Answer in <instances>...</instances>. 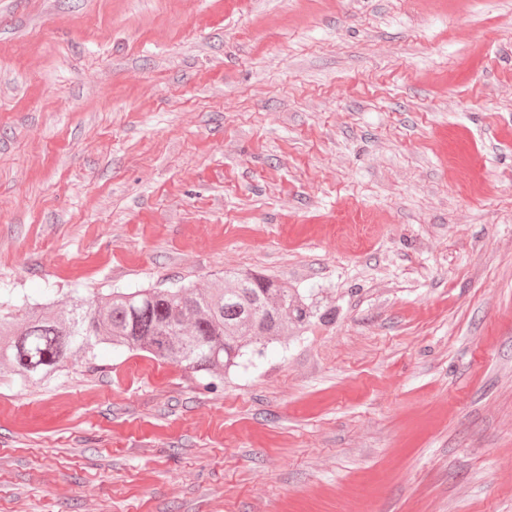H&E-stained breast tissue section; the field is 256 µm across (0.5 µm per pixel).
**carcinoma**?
I'll list each match as a JSON object with an SVG mask.
<instances>
[{
	"label": "carcinoma",
	"mask_w": 512,
	"mask_h": 512,
	"mask_svg": "<svg viewBox=\"0 0 512 512\" xmlns=\"http://www.w3.org/2000/svg\"><path fill=\"white\" fill-rule=\"evenodd\" d=\"M225 285L113 291L94 307L73 297L52 310L35 305L16 327L0 316V359L10 373L42 381L62 375L81 357L95 359L99 344L220 376L247 353L276 341L288 325L303 329L331 312L273 276L224 273Z\"/></svg>",
	"instance_id": "carcinoma-1"
}]
</instances>
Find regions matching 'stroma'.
I'll return each instance as SVG.
<instances>
[{
	"instance_id": "obj_1",
	"label": "stroma",
	"mask_w": 512,
	"mask_h": 512,
	"mask_svg": "<svg viewBox=\"0 0 512 512\" xmlns=\"http://www.w3.org/2000/svg\"><path fill=\"white\" fill-rule=\"evenodd\" d=\"M229 270L334 318L0 367V512H512V0H0V310Z\"/></svg>"
}]
</instances>
